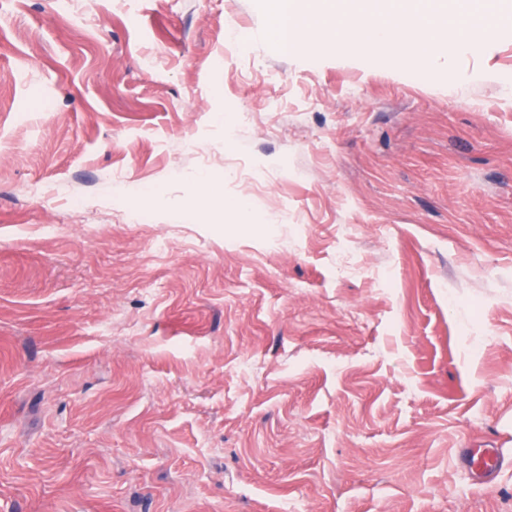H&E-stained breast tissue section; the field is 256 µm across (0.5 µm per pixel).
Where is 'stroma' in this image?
<instances>
[{
    "mask_svg": "<svg viewBox=\"0 0 512 512\" xmlns=\"http://www.w3.org/2000/svg\"><path fill=\"white\" fill-rule=\"evenodd\" d=\"M273 17L0 0V512H512V17ZM278 13V35L288 44H297L306 37L325 36L326 27L332 24L333 34L344 42L352 37L356 29L365 32L366 44L376 47L394 40L408 29L403 41L406 56L419 68H434L442 55L448 54V34L453 36L452 46L457 50L471 48V34L465 31L460 22L470 18L491 19L500 14V0H456V10L442 15L433 9L431 2L413 18L409 24L395 19L377 22L371 19L359 20L354 16H344L337 22L331 21L329 1L312 13L304 6L303 0H282ZM432 28L433 37L428 28ZM463 460L464 466L472 471L478 483L491 481L501 465L495 448H467Z\"/></svg>",
    "mask_w": 512,
    "mask_h": 512,
    "instance_id": "35a3bbf8",
    "label": "stroma"
}]
</instances>
